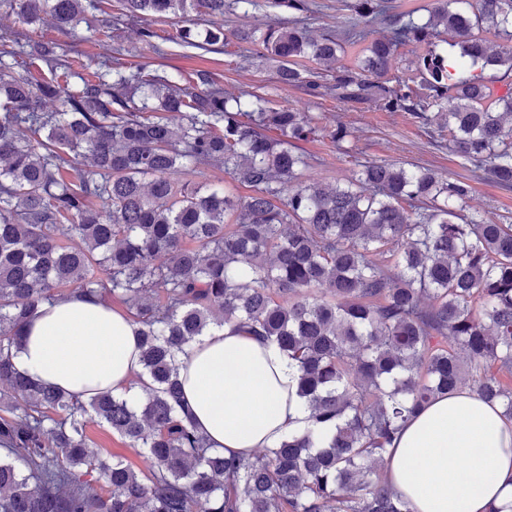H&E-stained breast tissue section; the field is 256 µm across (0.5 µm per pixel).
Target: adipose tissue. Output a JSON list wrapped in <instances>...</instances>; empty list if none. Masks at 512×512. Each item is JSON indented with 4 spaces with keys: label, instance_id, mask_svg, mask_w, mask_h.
<instances>
[{
    "label": "adipose tissue",
    "instance_id": "ef3b65f1",
    "mask_svg": "<svg viewBox=\"0 0 512 512\" xmlns=\"http://www.w3.org/2000/svg\"><path fill=\"white\" fill-rule=\"evenodd\" d=\"M21 336L13 363L36 382L83 399L143 394L138 327L101 299L42 304ZM179 361L184 405L225 455L252 456L309 422L293 362L275 343L216 328ZM452 458L464 468L449 467ZM384 475L414 512H512V421L467 389L437 397L404 424Z\"/></svg>",
    "mask_w": 512,
    "mask_h": 512
}]
</instances>
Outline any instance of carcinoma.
<instances>
[{"instance_id": "1", "label": "carcinoma", "mask_w": 512, "mask_h": 512, "mask_svg": "<svg viewBox=\"0 0 512 512\" xmlns=\"http://www.w3.org/2000/svg\"><path fill=\"white\" fill-rule=\"evenodd\" d=\"M102 4L0 0L25 25L0 32V512H413L381 471L407 419L465 381L512 419V224L462 217L468 182L403 164L366 162L326 188L304 178L308 158L291 144L320 133L338 145L346 126L319 127L256 93L226 96L207 70L127 71L110 54L31 37L45 21L72 34ZM255 5L116 0V18ZM348 8L390 34L348 67L339 53L365 31L269 25L260 44L277 80L403 112L472 173L511 188L512 0H442L425 20L389 0ZM226 40L224 26L198 21L170 37L208 52ZM408 43L422 49L415 69L390 76ZM40 62L50 76L17 71ZM487 69L502 70L506 92ZM45 99L58 111H43ZM207 168L250 194L171 181ZM72 293L128 305L151 381L137 405L81 399L15 369L20 328ZM224 326L277 342L310 410L303 431L251 459L207 447L182 404L178 355ZM88 413L144 449L146 469L102 457ZM94 471L107 492L86 479Z\"/></svg>"}]
</instances>
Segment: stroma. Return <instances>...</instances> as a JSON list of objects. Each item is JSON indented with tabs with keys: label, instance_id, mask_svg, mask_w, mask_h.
<instances>
[{
	"label": "stroma",
	"instance_id": "1",
	"mask_svg": "<svg viewBox=\"0 0 512 512\" xmlns=\"http://www.w3.org/2000/svg\"><path fill=\"white\" fill-rule=\"evenodd\" d=\"M294 18V12L276 7L273 0H257L256 8L249 13L238 10L225 13L224 28L230 36L222 50L206 52L169 42L168 37L174 31L171 21L154 23L158 38L155 45L150 46L139 36L144 25L139 17L125 16L108 24L103 15L93 12L88 16V27L82 30L85 37L82 48L90 54L98 52L99 47L91 37L95 30L106 24L111 31L110 47L128 69L160 68L169 74L205 69L228 93L266 95L273 107L305 113L322 126L331 127L339 121L345 123L350 135L342 145L318 136L295 142L296 151L310 159L305 172L308 180L333 187L346 182L358 165L367 161L403 164L450 179L468 180L471 193L464 205V216L479 215L497 224H512V188L473 176L447 147L436 146L414 119L403 113L381 112L330 95L313 97L303 88L281 85L276 78L274 63L260 56L259 43L242 41L233 35L237 29L262 30L268 24L285 23ZM86 430L103 457H119L133 467L145 468L142 449L130 447L125 439L113 434L97 418L88 417Z\"/></svg>",
	"mask_w": 512,
	"mask_h": 512
}]
</instances>
